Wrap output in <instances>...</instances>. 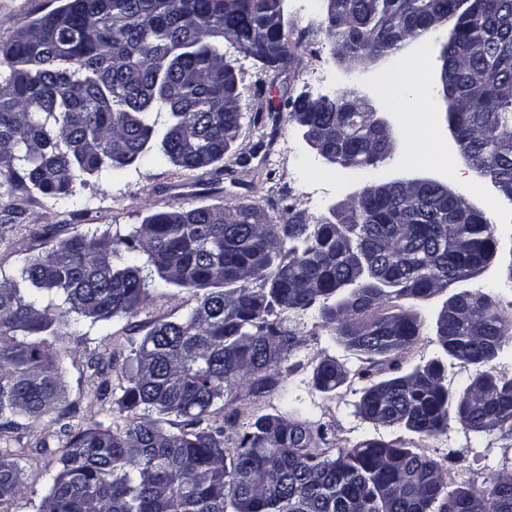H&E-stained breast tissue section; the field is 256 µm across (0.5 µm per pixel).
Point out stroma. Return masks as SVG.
<instances>
[{
    "instance_id": "obj_1",
    "label": "stroma",
    "mask_w": 512,
    "mask_h": 512,
    "mask_svg": "<svg viewBox=\"0 0 512 512\" xmlns=\"http://www.w3.org/2000/svg\"><path fill=\"white\" fill-rule=\"evenodd\" d=\"M322 0H287L285 14L291 43V60L268 68L253 58L238 56L233 65L238 77L243 113L236 140L218 167L186 170L151 159L142 160L109 176H93L76 186L72 200L45 196L16 183L13 190L0 188V271L18 275L26 258L44 252L77 233L128 234L133 227L158 211L174 206L232 207L257 205L271 219L286 208L303 212L310 222L330 216L339 203L358 194L366 184L356 170L327 166L307 143L298 125L290 120L287 100L300 94L336 95L358 85L371 107L394 128L396 146L392 160L382 164L379 179L434 177L465 194L492 217L501 254L481 277L467 281L470 290L495 295L501 306L512 304V282L506 267L512 263V203L503 200L487 183L479 181L464 163L448 135L446 113L437 110L429 123L402 122L406 112L423 107L421 99L389 104L390 93L409 85H435L439 72V42H412L404 51L389 55L359 77H352L334 55L332 43L320 23ZM57 0H0V45L11 41L18 29L50 12ZM424 58L427 75L411 67ZM265 93L256 96V84ZM443 296L418 302L399 299L398 305L418 314L424 327L418 341L405 352L362 363L323 329L315 315L284 313V324L301 339L281 365L276 385L255 396L242 389L224 400L216 423L233 417L234 427L224 430L226 446L249 430L262 415L291 416L301 410L303 420L322 428L325 448H353L370 439L400 443L424 453L447 468L454 485H478L502 468H512V437L497 432L476 433L450 421L446 434L423 440L402 427H383L358 413L362 390L368 383L406 374L439 355L434 325ZM197 304L191 291L150 281L147 299L134 314L94 327L89 335L69 336L61 375V397L56 411L37 420H22L11 432L10 443L27 454L22 497L8 505V512H35L47 495L56 470V457L44 445H56L62 423L79 428L94 421L112 420L126 426L125 413L112 401H99L102 382L117 385L132 363L134 351L152 328L163 321L180 319ZM333 357L347 373L336 390L321 392L313 379L314 368L324 357ZM365 377H358V369Z\"/></svg>"
}]
</instances>
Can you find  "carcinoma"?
I'll list each match as a JSON object with an SVG mask.
<instances>
[{
    "label": "carcinoma",
    "mask_w": 512,
    "mask_h": 512,
    "mask_svg": "<svg viewBox=\"0 0 512 512\" xmlns=\"http://www.w3.org/2000/svg\"><path fill=\"white\" fill-rule=\"evenodd\" d=\"M277 0H62L0 46V175L64 199L82 175L153 157L199 170L218 164L242 112L224 43L283 44ZM349 60L378 63L451 25L443 62L454 73L442 97L462 112L456 128L476 176L512 185V0H335L324 17ZM289 117L326 138L323 160L377 169L392 145L369 135L372 113L356 88ZM440 186L366 185L338 219L300 212L254 224L257 205L172 207L126 236L77 233L32 259L19 278L0 271V506L22 492L25 451L7 433L49 413L66 354L63 336L134 313L147 298L143 270L199 294L183 318L157 324L136 350L115 403L137 412L125 429L95 421L64 433L58 469L38 512H512V470L479 486L451 488L418 448L367 440L316 451L310 425L260 416L235 446L212 426L215 407L238 387L261 395L301 342L280 315L310 309L347 348L369 358L411 346L422 323L392 300H426L437 287L475 279L496 260L490 215L461 212ZM29 284L25 293L19 282ZM440 355L478 373L462 393L433 359L363 389L358 412L421 439L456 419L477 433L512 436V378L484 371L512 344V315L480 289L448 297L435 322ZM329 392L346 379L336 359L315 369ZM182 418L171 432L164 417Z\"/></svg>",
    "instance_id": "obj_1"
}]
</instances>
